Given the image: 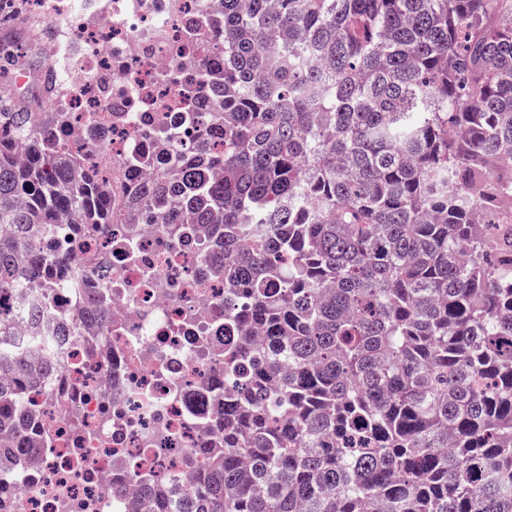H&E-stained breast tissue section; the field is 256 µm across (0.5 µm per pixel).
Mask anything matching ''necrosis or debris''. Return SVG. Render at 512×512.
<instances>
[{"instance_id": "necrosis-or-debris-1", "label": "necrosis or debris", "mask_w": 512, "mask_h": 512, "mask_svg": "<svg viewBox=\"0 0 512 512\" xmlns=\"http://www.w3.org/2000/svg\"><path fill=\"white\" fill-rule=\"evenodd\" d=\"M0 20L34 22L59 65L54 101L68 116L51 138L112 196L95 236L58 224L43 241L80 277L51 280L52 315L82 302L112 324L67 342L59 386L38 410L26 461L0 469V512H129L144 487L189 485L185 462L223 447L224 252L220 224L161 223L145 205L124 223L126 193L158 179L206 133L210 98L196 89L223 58L224 0H0Z\"/></svg>"}]
</instances>
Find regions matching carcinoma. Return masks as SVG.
Listing matches in <instances>:
<instances>
[{
	"label": "carcinoma",
	"instance_id": "obj_1",
	"mask_svg": "<svg viewBox=\"0 0 512 512\" xmlns=\"http://www.w3.org/2000/svg\"><path fill=\"white\" fill-rule=\"evenodd\" d=\"M207 142L140 198L222 224L224 347L241 393L194 488L147 512H512V0H224ZM60 112L0 98V292L49 269L60 212L112 223L105 187L49 138ZM33 303L0 317V434L59 374Z\"/></svg>",
	"mask_w": 512,
	"mask_h": 512
}]
</instances>
